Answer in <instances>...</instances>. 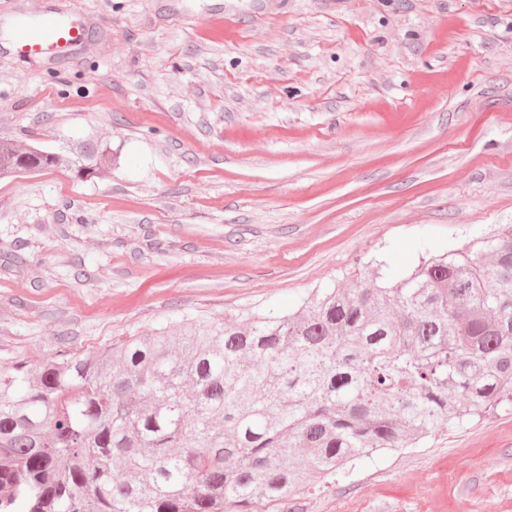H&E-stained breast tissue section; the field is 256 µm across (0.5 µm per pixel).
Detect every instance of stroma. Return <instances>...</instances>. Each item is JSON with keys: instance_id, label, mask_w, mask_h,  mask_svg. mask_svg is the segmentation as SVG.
Listing matches in <instances>:
<instances>
[{"instance_id": "1", "label": "stroma", "mask_w": 512, "mask_h": 512, "mask_svg": "<svg viewBox=\"0 0 512 512\" xmlns=\"http://www.w3.org/2000/svg\"><path fill=\"white\" fill-rule=\"evenodd\" d=\"M0 138L112 163L0 180V369L183 319L288 313L512 227V0H0ZM302 512H512V413L304 489ZM87 36V25L74 7L38 23L18 21L10 30V46L23 59H51L81 45Z\"/></svg>"}]
</instances>
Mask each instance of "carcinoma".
Listing matches in <instances>:
<instances>
[{
	"label": "carcinoma",
	"instance_id": "1",
	"mask_svg": "<svg viewBox=\"0 0 512 512\" xmlns=\"http://www.w3.org/2000/svg\"><path fill=\"white\" fill-rule=\"evenodd\" d=\"M112 162L0 140V179ZM512 411V229L293 313L186 319L0 370V512H262L440 425Z\"/></svg>",
	"mask_w": 512,
	"mask_h": 512
}]
</instances>
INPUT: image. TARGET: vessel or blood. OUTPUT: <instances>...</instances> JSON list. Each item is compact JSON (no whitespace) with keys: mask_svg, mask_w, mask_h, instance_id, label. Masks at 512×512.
<instances>
[{"mask_svg":"<svg viewBox=\"0 0 512 512\" xmlns=\"http://www.w3.org/2000/svg\"><path fill=\"white\" fill-rule=\"evenodd\" d=\"M87 36V25L78 9L31 23L18 21L10 31V46L23 59H51L81 45Z\"/></svg>","mask_w":512,"mask_h":512,"instance_id":"1","label":"vessel or blood"}]
</instances>
